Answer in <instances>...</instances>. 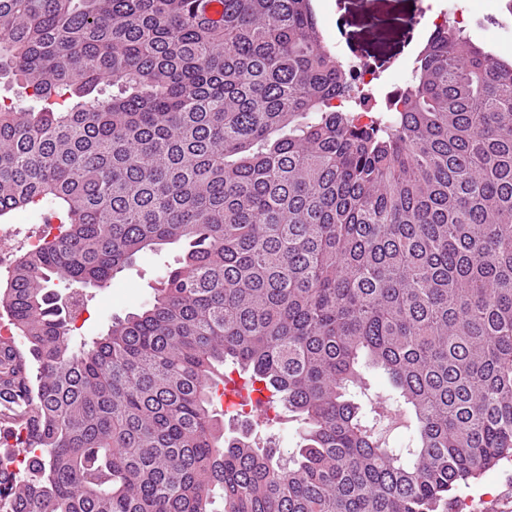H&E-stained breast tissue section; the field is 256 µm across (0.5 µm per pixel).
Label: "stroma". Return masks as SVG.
<instances>
[{"label":"stroma","mask_w":512,"mask_h":512,"mask_svg":"<svg viewBox=\"0 0 512 512\" xmlns=\"http://www.w3.org/2000/svg\"><path fill=\"white\" fill-rule=\"evenodd\" d=\"M428 4L447 10L452 18L474 16L467 34L512 61V11L507 8V0H312L324 40H338L346 53L360 54L383 65L388 86L395 81L390 64L407 55L412 45L410 31L420 9ZM182 253L178 243L141 253L106 287L80 288L85 307L81 321L73 326V345L105 334L114 318L140 311L160 288L162 274L177 267ZM367 378L374 401L396 412L394 423L383 424L384 436L391 445H404L414 430L411 416L382 374L372 371ZM275 412L272 422L253 425L252 430L287 456L299 447L303 425L283 407H276ZM453 498L461 505L459 512H512V461L460 485Z\"/></svg>","instance_id":"1"}]
</instances>
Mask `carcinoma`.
<instances>
[{"label": "carcinoma", "instance_id": "1", "mask_svg": "<svg viewBox=\"0 0 512 512\" xmlns=\"http://www.w3.org/2000/svg\"><path fill=\"white\" fill-rule=\"evenodd\" d=\"M209 4L0 0L39 102L0 103V217L63 224L0 297V387L40 421L0 512H435L512 460V63L450 22L362 127L310 0ZM174 243L153 302L74 347L50 285ZM229 361L300 417L288 459L225 434ZM369 368L406 448L356 401ZM367 378L371 387L373 402H380L381 406H390L396 412V416L393 418L395 423L389 424L384 419L381 432L386 438H389L390 446H404L415 427L411 416L402 406V402L391 392L382 374L371 371L367 374Z\"/></svg>", "mask_w": 512, "mask_h": 512}]
</instances>
